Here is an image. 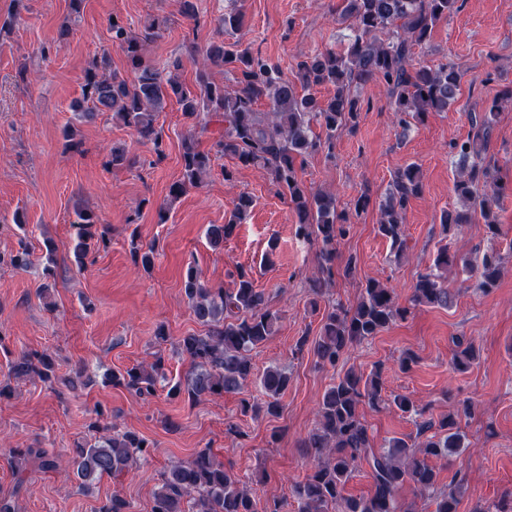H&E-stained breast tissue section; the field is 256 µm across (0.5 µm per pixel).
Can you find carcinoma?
Wrapping results in <instances>:
<instances>
[{
  "mask_svg": "<svg viewBox=\"0 0 512 512\" xmlns=\"http://www.w3.org/2000/svg\"><path fill=\"white\" fill-rule=\"evenodd\" d=\"M458 2L344 0L342 22L351 31L347 45L307 56L298 64L294 81L251 47L237 41H214L197 68L195 90L180 81L182 58L174 57L160 69L144 56L145 45L159 35L158 24L135 33L122 22L112 20V44L125 54L133 78L128 80L112 70L107 55L96 58L85 71L82 98L73 106L74 120L111 112L133 128L142 142L153 143L160 157L157 116L168 100L176 99L183 115L195 121L197 134L190 133L183 140L182 176L169 187L171 201L187 187L203 182L212 157L199 149L198 136L207 133L214 121L224 125L213 143L215 153L266 170L272 182L288 193L297 215L295 235L321 244L319 277L311 286L315 305L336 274L349 277L355 273L356 259L351 256L344 265L337 264L338 247L349 235L350 225L344 213L338 211L335 194L313 191L303 184L296 158L322 149L330 154L337 137L355 130L361 110L357 90L372 80L383 86L403 128L424 121L431 112L448 111L455 102L461 74L448 64L435 68L417 66L414 56L416 48L427 45L435 25L457 10ZM213 66L232 74V86L210 81L209 69ZM325 85L334 87V94L326 103L316 96V89ZM262 99L269 104L265 112L256 109ZM497 109L494 105L487 112L471 114L472 134L449 144L459 162L453 190L461 207L442 212L440 224L446 233L472 223L477 214L491 236L500 233L494 216L500 186L490 167L481 163ZM313 122L322 128L325 138L313 134ZM422 192L420 167L412 163L393 174L388 194L379 205L378 233L390 241L398 254L406 246L403 224L407 206ZM252 206L253 198L240 194L228 223L208 226L210 246L224 247L233 225ZM74 215L72 252L76 265L84 269L89 254L110 243V229L87 209L78 207ZM131 257L134 265L148 271L155 263V248L134 246ZM4 261L0 256V263ZM6 262L16 270L27 269L31 264L28 245L19 241V249ZM502 264V256L494 249L466 258L442 247L433 265L418 275L407 304L398 302L394 289L368 279L361 285L356 303L332 305L323 316L319 336L312 342L306 335L300 337L297 350L301 352L310 345L318 366L334 368L354 345L406 319L416 307H452L456 292L448 287V268L459 266L462 271L477 275L480 288L488 291L499 280ZM43 279L39 297L46 301L55 288V272L49 263L43 267ZM183 288L193 317L205 328L204 333L188 334L178 342L177 355L190 363L184 380L167 382L164 359L157 355L147 365L140 363L107 374L112 385L145 397L166 386L170 398H183L197 405L240 390L254 375L251 353L275 333L280 319V314L270 308L265 292L255 288L243 269L237 271L234 288H209L192 265L185 272ZM452 342L455 349L451 365L464 372L479 359V351L462 336L452 338ZM54 367L48 352L29 350L11 363L9 376L46 382ZM382 374L380 365L367 374L349 368L325 390L318 402L315 426L303 439L311 460L310 473L291 484L289 498L293 504L286 500L276 502L272 512H286L289 505L291 512H417L415 501L398 497L399 488L405 484L412 487L414 497L431 500L433 512H457L464 479L439 486L431 459L451 462L467 450L464 428L473 418V403L468 399L459 401L452 412L436 420L430 406L418 407L406 396L396 395L392 404L415 418L416 439L393 437L378 448L360 407L365 404L378 410L385 405ZM288 383L284 370L277 366L267 368L260 377L266 400L252 403L244 399L242 412L255 417L279 415L280 397ZM150 448L148 439L126 430L93 442H77L64 458L43 448H26L13 451V460L20 473L29 466L38 471L61 470L75 474L88 486L104 476L120 477L150 455ZM362 465L369 469L372 487L368 494L355 497L348 493L347 486ZM151 512H258V502L252 489L224 469V463L205 448L191 462L166 468L153 494ZM473 512H512V493L496 503L478 504Z\"/></svg>",
  "mask_w": 512,
  "mask_h": 512,
  "instance_id": "obj_1",
  "label": "carcinoma"
}]
</instances>
